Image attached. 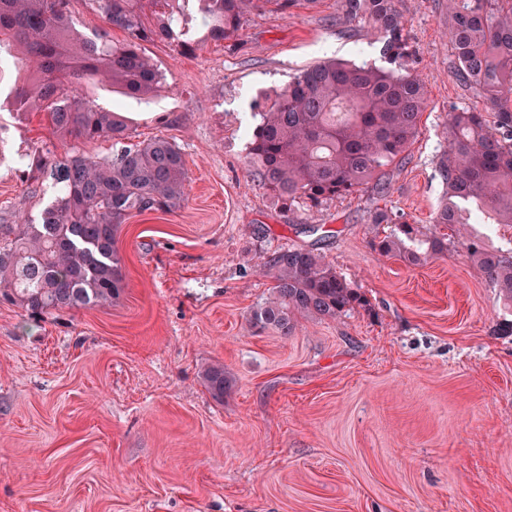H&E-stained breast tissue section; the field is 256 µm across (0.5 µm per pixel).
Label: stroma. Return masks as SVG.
Segmentation results:
<instances>
[{"label": "stroma", "mask_w": 512, "mask_h": 512, "mask_svg": "<svg viewBox=\"0 0 512 512\" xmlns=\"http://www.w3.org/2000/svg\"><path fill=\"white\" fill-rule=\"evenodd\" d=\"M399 9L428 105L385 194L283 210L247 166L257 95L324 58L378 60L339 0L248 15L190 54L144 43L166 74L153 97L86 86L137 139L182 150L188 200L121 225L111 306L34 317L0 301V512H512V336L494 289L461 245L418 266L371 245L378 210L431 227L447 114L482 105L455 75L448 0ZM0 123L11 155L49 137L39 112ZM42 206L0 169V222ZM311 245L369 311L254 331L261 258ZM217 361L220 401L202 382Z\"/></svg>", "instance_id": "35a3bbf8"}]
</instances>
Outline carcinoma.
<instances>
[{"instance_id":"carcinoma-1","label":"carcinoma","mask_w":512,"mask_h":512,"mask_svg":"<svg viewBox=\"0 0 512 512\" xmlns=\"http://www.w3.org/2000/svg\"><path fill=\"white\" fill-rule=\"evenodd\" d=\"M103 26L83 31L70 0H0V49L21 47L28 74L7 103L20 117L45 113L54 141L28 153L23 165L53 199L35 217L0 224V298L30 314L104 307L120 296L122 259L115 235L129 216L172 212L188 199L182 151L162 138L133 141L128 122L99 106L84 87L104 82L133 98L154 95L165 74L142 52L161 41L192 49L191 30L204 38H236L244 18L268 3L298 0H85ZM399 0H340L343 17L366 21L382 35L384 64L324 59L301 69L272 95L253 101L247 162L258 185L284 209L320 207L335 197L372 188L388 191L385 168L419 131L426 86L414 73L413 50ZM124 33L112 39V29ZM448 34L456 74L482 97L483 109L448 113V146L438 173L446 202L424 232L379 210L372 224L392 226L372 246L383 256L419 265L448 251L456 232L472 224L512 226V0H449ZM111 142L106 157L86 154L72 140ZM467 257L512 312V252L486 244V233L463 241ZM273 296L251 314V327L283 336L298 319H336L369 302L313 247H289L258 264ZM203 381L217 400L231 380L224 365H209Z\"/></svg>"}]
</instances>
